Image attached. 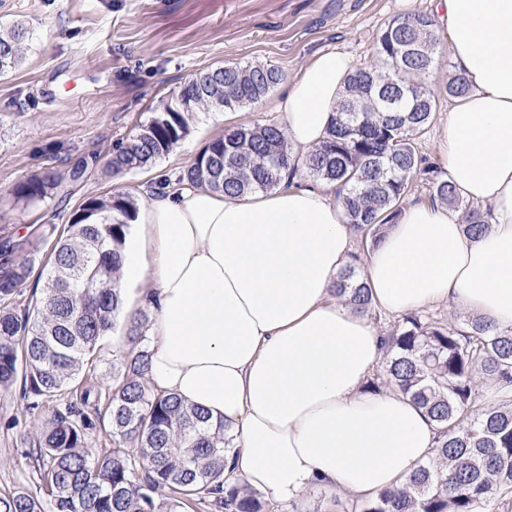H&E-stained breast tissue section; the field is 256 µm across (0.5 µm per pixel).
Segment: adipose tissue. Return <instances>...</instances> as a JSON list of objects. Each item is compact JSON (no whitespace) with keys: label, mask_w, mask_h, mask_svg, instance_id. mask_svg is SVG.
Here are the masks:
<instances>
[{"label":"adipose tissue","mask_w":512,"mask_h":512,"mask_svg":"<svg viewBox=\"0 0 512 512\" xmlns=\"http://www.w3.org/2000/svg\"><path fill=\"white\" fill-rule=\"evenodd\" d=\"M432 7L469 83L448 113L441 164L494 221L472 240L447 206L409 207L362 280L391 315L451 302L512 327V0ZM352 69L344 52L318 53L273 102L295 148L324 140ZM354 239L330 189L285 185L262 196L155 189L127 238L124 310L137 316L139 284L156 291L141 341L153 389L223 419L233 478L275 503L301 505L314 488L371 497L434 456L426 412L367 388L382 337L335 295Z\"/></svg>","instance_id":"adipose-tissue-1"}]
</instances>
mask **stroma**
I'll use <instances>...</instances> for the list:
<instances>
[{"label":"stroma","mask_w":512,"mask_h":512,"mask_svg":"<svg viewBox=\"0 0 512 512\" xmlns=\"http://www.w3.org/2000/svg\"><path fill=\"white\" fill-rule=\"evenodd\" d=\"M431 10L430 0H0V21L25 23L22 65L0 77V227L20 238L63 227L87 197L123 192L146 201L175 181L225 129L281 122L266 105L193 114L189 132L149 169L121 178L103 166L115 142L200 71L224 64H269L295 77L316 53L339 50L374 63V44L391 19ZM453 62L441 54L432 77L439 95L433 123L418 141L437 165L453 103L443 86ZM100 166L67 196L22 203L10 190L30 175L65 173L89 155ZM132 345L124 323L102 342L96 386L107 388ZM54 401H36L23 381L0 391V494L42 495L28 452Z\"/></svg>","instance_id":"1"}]
</instances>
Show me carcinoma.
Returning a JSON list of instances; mask_svg holds the SVG:
<instances>
[{"mask_svg": "<svg viewBox=\"0 0 512 512\" xmlns=\"http://www.w3.org/2000/svg\"><path fill=\"white\" fill-rule=\"evenodd\" d=\"M26 38L19 23L0 29V74L22 64ZM375 54V65L350 73L327 136L304 159L311 177L336 187L348 223L365 244L380 241L401 214L410 181L431 170L417 141L438 107L428 83L440 56L433 19L418 12L390 20L377 35ZM283 79L281 70L265 64L197 73L137 132L116 142L106 168L118 176L151 166L186 136L193 113L255 106ZM468 91L464 73L448 74V96ZM98 162L93 154L65 178L33 175L11 194L18 201L43 200L63 192L65 180L82 181ZM296 169L284 128L256 123L224 130L177 183L230 195L269 192ZM432 187L439 201L461 202L450 182L436 179ZM136 211V202L122 193L89 197L48 249L42 238L0 242L1 390L20 371L30 392L45 399L88 380L94 353L121 314L117 284ZM487 226L479 210H466L469 237ZM42 260V292L19 314L16 299ZM336 295L361 312L374 311L369 289L348 276ZM383 341L384 367L368 388L399 392L425 410L436 425L435 457L404 486L357 502L352 512H512V329L496 331L474 316L445 323L413 314ZM147 369V352L135 349L107 392L93 385L81 390L80 400L109 423L110 452L88 450L86 434L95 426L90 417L72 418L70 404L53 410L30 451L46 502L22 491L1 494L0 512H181L195 501L209 502L214 512H266L260 493L224 477V420L155 392ZM481 382L493 384L504 400L476 407Z\"/></svg>", "mask_w": 512, "mask_h": 512, "instance_id": "obj_1", "label": "carcinoma"}]
</instances>
